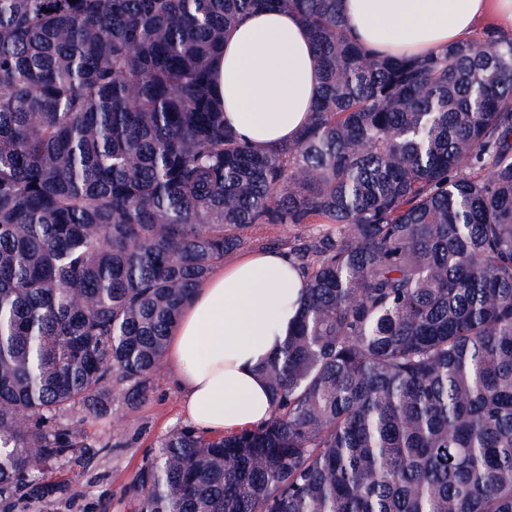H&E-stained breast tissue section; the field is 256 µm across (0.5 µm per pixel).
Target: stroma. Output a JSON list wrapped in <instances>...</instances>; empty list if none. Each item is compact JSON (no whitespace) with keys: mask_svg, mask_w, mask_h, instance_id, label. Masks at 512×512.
<instances>
[{"mask_svg":"<svg viewBox=\"0 0 512 512\" xmlns=\"http://www.w3.org/2000/svg\"><path fill=\"white\" fill-rule=\"evenodd\" d=\"M328 224H253L245 234L251 249L291 248L331 232ZM183 396L167 367H160L148 398L136 407L114 401L109 414L87 417L79 427L90 449L78 448L52 467L68 493L40 512H134L127 490L143 462L173 430L188 426Z\"/></svg>","mask_w":512,"mask_h":512,"instance_id":"1","label":"stroma"}]
</instances>
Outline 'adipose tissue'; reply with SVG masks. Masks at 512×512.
Segmentation results:
<instances>
[{
	"label": "adipose tissue",
	"instance_id": "obj_1",
	"mask_svg": "<svg viewBox=\"0 0 512 512\" xmlns=\"http://www.w3.org/2000/svg\"><path fill=\"white\" fill-rule=\"evenodd\" d=\"M347 28L383 55H427L470 39L491 17L512 30V0H340ZM224 121L275 148L296 138L320 91L318 59L292 11H259L224 38L214 64ZM305 275L288 251L262 249L216 269L195 289L172 331L165 362L184 410L208 433L265 423L272 411L261 366L290 335L305 299Z\"/></svg>",
	"mask_w": 512,
	"mask_h": 512
}]
</instances>
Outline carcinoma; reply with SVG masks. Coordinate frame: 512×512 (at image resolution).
Listing matches in <instances>:
<instances>
[{"label": "carcinoma", "mask_w": 512, "mask_h": 512, "mask_svg": "<svg viewBox=\"0 0 512 512\" xmlns=\"http://www.w3.org/2000/svg\"><path fill=\"white\" fill-rule=\"evenodd\" d=\"M339 0H0V512L63 492L74 417L138 405L251 224L294 249L271 418L163 439L136 512H512V34L381 56ZM305 22L308 125L265 149L212 69L259 9Z\"/></svg>", "instance_id": "1"}]
</instances>
